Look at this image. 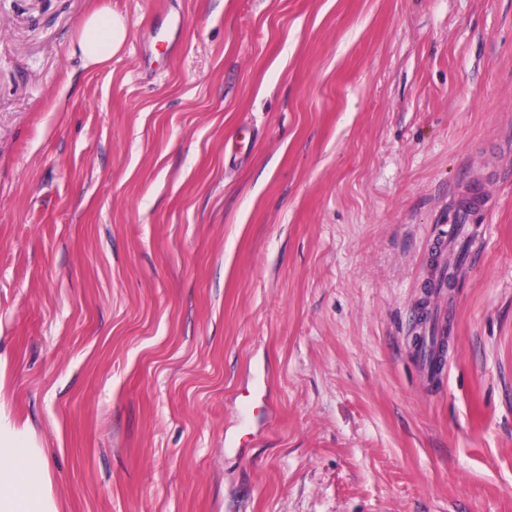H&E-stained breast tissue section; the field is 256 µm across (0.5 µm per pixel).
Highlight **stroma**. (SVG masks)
Here are the masks:
<instances>
[{"label":"stroma","instance_id":"obj_1","mask_svg":"<svg viewBox=\"0 0 512 512\" xmlns=\"http://www.w3.org/2000/svg\"><path fill=\"white\" fill-rule=\"evenodd\" d=\"M0 407L58 512H512V0H0ZM128 35L123 14L100 8L86 18L74 42L73 52L79 54L85 66L104 65L123 51Z\"/></svg>","mask_w":512,"mask_h":512}]
</instances>
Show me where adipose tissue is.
<instances>
[{
  "label": "adipose tissue",
  "mask_w": 512,
  "mask_h": 512,
  "mask_svg": "<svg viewBox=\"0 0 512 512\" xmlns=\"http://www.w3.org/2000/svg\"><path fill=\"white\" fill-rule=\"evenodd\" d=\"M128 35L125 16L101 8L86 18L73 51L85 65H103L123 51ZM0 512H57L41 448L1 410Z\"/></svg>",
  "instance_id": "1"
}]
</instances>
